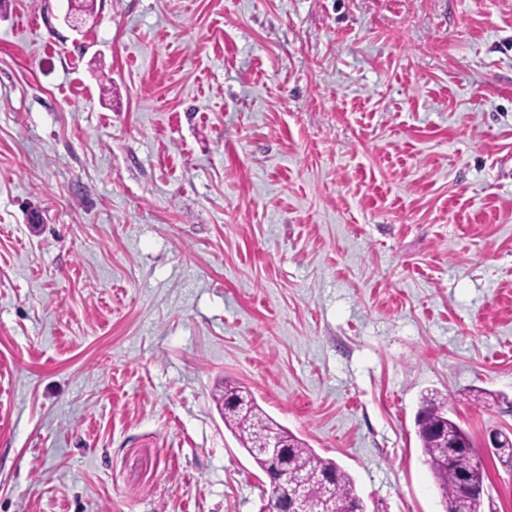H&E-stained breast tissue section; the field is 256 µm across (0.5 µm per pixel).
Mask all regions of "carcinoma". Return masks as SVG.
<instances>
[{
    "instance_id": "obj_1",
    "label": "carcinoma",
    "mask_w": 512,
    "mask_h": 512,
    "mask_svg": "<svg viewBox=\"0 0 512 512\" xmlns=\"http://www.w3.org/2000/svg\"><path fill=\"white\" fill-rule=\"evenodd\" d=\"M224 426L257 467L265 469L262 453L274 432L288 439V477L320 488L330 512H364L352 477L333 459L319 455L306 442L280 427L257 403L252 392L236 383L224 382ZM417 435L444 512H481L484 466L469 433L448 417V398L430 389L421 395L416 417ZM492 455L512 470V436L505 435Z\"/></svg>"
}]
</instances>
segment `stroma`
Instances as JSON below:
<instances>
[{"label": "stroma", "instance_id": "35a3bbf8", "mask_svg": "<svg viewBox=\"0 0 512 512\" xmlns=\"http://www.w3.org/2000/svg\"><path fill=\"white\" fill-rule=\"evenodd\" d=\"M227 379L366 512L512 432V0H0V512H260ZM417 435L444 512H481L484 466L469 433L448 417V398L437 390L421 395L416 417ZM448 438L456 447H448Z\"/></svg>", "mask_w": 512, "mask_h": 512}]
</instances>
